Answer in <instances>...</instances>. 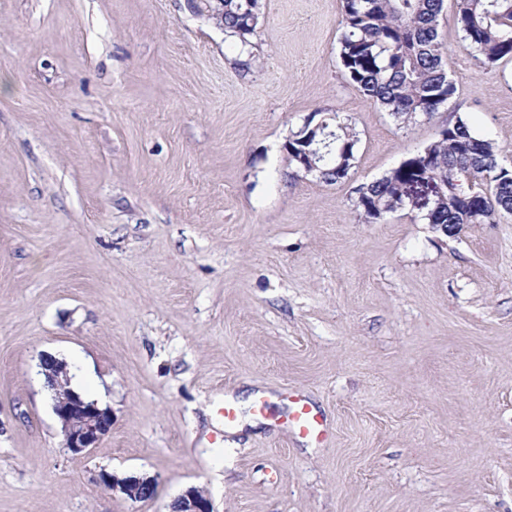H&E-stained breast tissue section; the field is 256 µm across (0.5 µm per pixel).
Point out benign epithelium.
I'll use <instances>...</instances> for the list:
<instances>
[{
    "mask_svg": "<svg viewBox=\"0 0 512 512\" xmlns=\"http://www.w3.org/2000/svg\"><path fill=\"white\" fill-rule=\"evenodd\" d=\"M46 384L53 391V411L61 423L62 448L76 457L89 455L112 429V411L95 402H86L70 387L65 365L51 358L42 360ZM96 481L118 491L132 501L152 499L157 483L146 475L123 478L102 469ZM172 512H213L208 498L198 489H187L174 502Z\"/></svg>",
    "mask_w": 512,
    "mask_h": 512,
    "instance_id": "7a95c632",
    "label": "benign epithelium"
}]
</instances>
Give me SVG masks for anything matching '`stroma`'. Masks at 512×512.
I'll use <instances>...</instances> for the list:
<instances>
[{"label":"stroma","mask_w":512,"mask_h":512,"mask_svg":"<svg viewBox=\"0 0 512 512\" xmlns=\"http://www.w3.org/2000/svg\"><path fill=\"white\" fill-rule=\"evenodd\" d=\"M215 0H0V512H512V215L448 236L363 223L353 189L466 118L512 164V62L399 124L348 83L342 0H260L248 54ZM313 112L359 142L346 181L290 165ZM61 358L112 429L62 446ZM275 395L225 425L242 390ZM324 417L288 432L283 397ZM146 474L153 499L99 486ZM290 411L285 425L291 432L309 440L321 442L328 436V427L321 414L298 394L288 393ZM172 512H213L208 498L198 489L188 488L174 502Z\"/></svg>","instance_id":"35a3bbf8"}]
</instances>
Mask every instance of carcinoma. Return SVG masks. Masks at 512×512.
I'll list each match as a JSON object with an SVG mask.
<instances>
[{
	"instance_id": "1",
	"label": "carcinoma",
	"mask_w": 512,
	"mask_h": 512,
	"mask_svg": "<svg viewBox=\"0 0 512 512\" xmlns=\"http://www.w3.org/2000/svg\"><path fill=\"white\" fill-rule=\"evenodd\" d=\"M443 7L444 0H342L339 57L345 74L368 103L401 124L431 118L456 93L439 33ZM455 9L463 47L480 66L512 61V0H455ZM259 14V0H222L214 8V18L243 52ZM357 143L350 124H337L335 144L318 145L312 157L314 176L328 185L347 179ZM420 173L444 185L421 215L428 224L451 231L464 224H494L498 215L512 214V168L500 163L492 141L459 117L448 135L354 189L360 217L374 223L416 209L406 185Z\"/></svg>"
}]
</instances>
